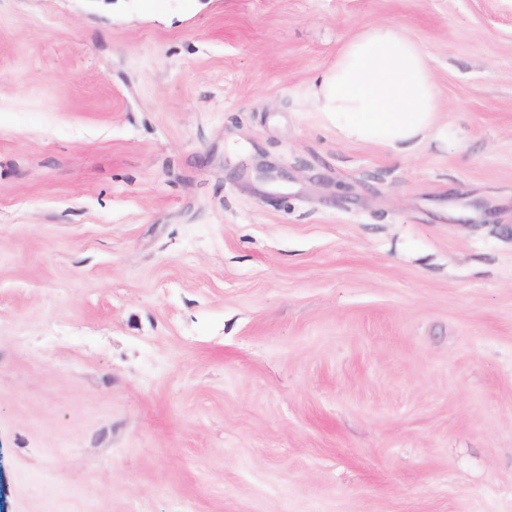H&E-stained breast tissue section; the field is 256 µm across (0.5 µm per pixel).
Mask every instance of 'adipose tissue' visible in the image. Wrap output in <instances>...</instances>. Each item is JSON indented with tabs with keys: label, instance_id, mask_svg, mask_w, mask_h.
Instances as JSON below:
<instances>
[{
	"label": "adipose tissue",
	"instance_id": "obj_1",
	"mask_svg": "<svg viewBox=\"0 0 512 512\" xmlns=\"http://www.w3.org/2000/svg\"><path fill=\"white\" fill-rule=\"evenodd\" d=\"M301 107L344 140L398 155H412L446 135L438 124L441 104L425 51L388 24L346 42L306 87Z\"/></svg>",
	"mask_w": 512,
	"mask_h": 512
}]
</instances>
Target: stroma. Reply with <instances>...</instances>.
I'll return each mask as SVG.
<instances>
[{
	"label": "stroma",
	"mask_w": 512,
	"mask_h": 512,
	"mask_svg": "<svg viewBox=\"0 0 512 512\" xmlns=\"http://www.w3.org/2000/svg\"><path fill=\"white\" fill-rule=\"evenodd\" d=\"M379 23L447 143L299 111ZM0 480L9 512H512V0H0Z\"/></svg>",
	"instance_id": "obj_1"
}]
</instances>
